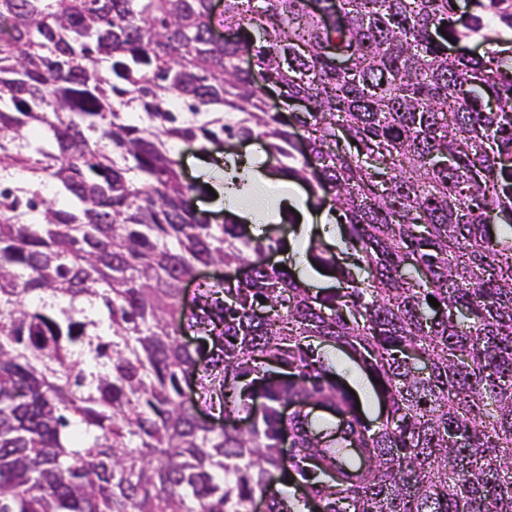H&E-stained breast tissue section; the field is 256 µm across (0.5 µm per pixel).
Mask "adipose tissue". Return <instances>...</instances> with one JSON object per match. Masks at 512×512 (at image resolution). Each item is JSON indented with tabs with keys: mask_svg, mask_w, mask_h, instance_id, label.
<instances>
[{
	"mask_svg": "<svg viewBox=\"0 0 512 512\" xmlns=\"http://www.w3.org/2000/svg\"><path fill=\"white\" fill-rule=\"evenodd\" d=\"M198 171L202 183L214 189L215 205L224 207L225 211L250 223L253 234H263L268 225L279 223L285 211L290 210L298 215L300 223L297 234L289 239L285 258L304 283H320L321 277L313 271L305 250L313 230H320L327 237L337 236L338 230L332 222V213L325 211L320 215H313L295 182L270 176L261 166L252 168L249 188L235 191L226 188V170L222 162H215L207 157L200 158Z\"/></svg>",
	"mask_w": 512,
	"mask_h": 512,
	"instance_id": "1",
	"label": "adipose tissue"
}]
</instances>
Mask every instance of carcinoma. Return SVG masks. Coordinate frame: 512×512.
I'll return each mask as SVG.
<instances>
[{
    "mask_svg": "<svg viewBox=\"0 0 512 512\" xmlns=\"http://www.w3.org/2000/svg\"><path fill=\"white\" fill-rule=\"evenodd\" d=\"M315 2L0 0V512H298L273 491L283 431L319 512H512V61L448 52L512 30V0L460 30L455 0ZM224 138L330 203L349 249L307 252L337 287L195 208L166 144ZM210 265L247 270L185 303ZM319 343L320 340H315L313 342L314 346H317V350L319 351V353H325L326 356L328 354L326 353L327 351L333 353V356H331V360L333 363V367L336 369V373H338L339 376L343 378V380L354 393L356 392L352 389V387L349 384V379L352 373H356L368 381L371 388V395L368 398V400L366 402L361 401L357 393L356 397L358 398L360 405L363 408L364 415L367 417V419L373 421L374 424L380 422V419L383 418L384 409L381 404V401L377 398L372 388L371 382L370 380H368L366 374L360 369L358 364L355 361H353L351 355L348 354L345 350H342L329 342H322V344L320 345ZM324 350L326 352H324Z\"/></svg>",
    "mask_w": 512,
    "mask_h": 512,
    "instance_id": "obj_1",
    "label": "carcinoma"
}]
</instances>
